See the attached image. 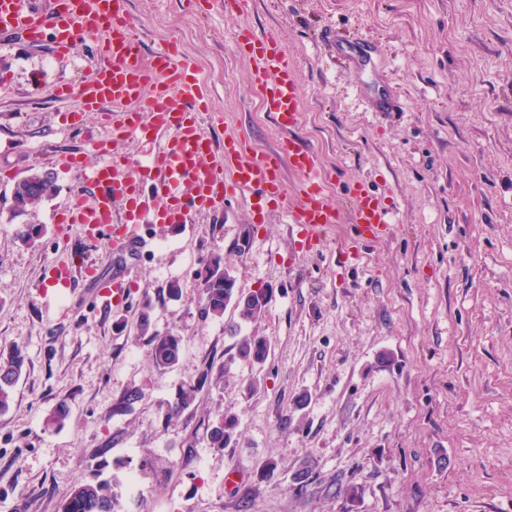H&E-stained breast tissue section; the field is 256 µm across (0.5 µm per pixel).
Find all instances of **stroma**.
Instances as JSON below:
<instances>
[{"instance_id": "obj_1", "label": "stroma", "mask_w": 512, "mask_h": 512, "mask_svg": "<svg viewBox=\"0 0 512 512\" xmlns=\"http://www.w3.org/2000/svg\"><path fill=\"white\" fill-rule=\"evenodd\" d=\"M129 2L144 52L173 40L197 65L216 149L228 133L261 151L295 136L318 154L329 202L363 180L386 190L392 225L359 250L335 225L303 256L284 209L269 205L258 223L240 200L189 224L143 225L150 245L119 305L97 306L80 277L49 285L45 270L67 248L78 265L115 269L106 242L81 244L58 221L77 182L66 161L108 118L88 112L71 129L77 100L49 89L90 76L98 39L74 62L46 45L0 47V359H24L0 416V512H60L98 474L120 512H512V0H248L241 15L222 0ZM244 24L289 54L302 90L294 133L253 91L234 44ZM344 31L381 48L354 77L323 40ZM388 85L403 111L373 110ZM34 168L56 191L14 214L13 187ZM21 224L43 232L25 243ZM216 260L243 292L272 291L260 323L203 315L197 275ZM172 280L181 299L167 297ZM144 315L151 334L183 336L177 368L154 367L137 333ZM255 331L271 341L259 371L233 357L237 336ZM209 363L210 392L168 418ZM255 375L259 392L244 396ZM135 387L144 399L121 407ZM60 405L63 425L46 427ZM227 413L241 435L211 447ZM306 465L310 480L295 483Z\"/></svg>"}]
</instances>
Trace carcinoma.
<instances>
[{
	"label": "carcinoma",
	"mask_w": 512,
	"mask_h": 512,
	"mask_svg": "<svg viewBox=\"0 0 512 512\" xmlns=\"http://www.w3.org/2000/svg\"><path fill=\"white\" fill-rule=\"evenodd\" d=\"M56 185L50 174L33 170L26 178L15 183L13 188V209L19 214L28 212L38 202L51 197ZM204 296L203 312L214 317L224 316L227 308H232L244 322L256 323L265 315L272 295L270 290L259 288L244 293L236 288V281L221 266L220 261L209 265L199 277ZM151 357L158 369L169 370L181 362L183 337L168 332L151 337ZM271 342L268 337L254 333L241 337L236 343L235 357L250 366L263 365L270 354ZM23 368V359L16 356L6 362H0V414L7 413L14 400V386ZM213 365L198 370L195 378L181 386L170 414L178 415L194 404L199 394L209 386ZM237 419L224 415L208 434L210 446L227 447L236 436ZM118 502L112 491V480L95 477L89 481H80L61 506V512H118Z\"/></svg>",
	"instance_id": "cac0c4a2"
}]
</instances>
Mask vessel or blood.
<instances>
[{
	"label": "vessel or blood",
	"instance_id": "vessel-or-blood-1",
	"mask_svg": "<svg viewBox=\"0 0 512 512\" xmlns=\"http://www.w3.org/2000/svg\"><path fill=\"white\" fill-rule=\"evenodd\" d=\"M89 36L98 37L102 47L91 77L77 85L54 84L51 93L61 100L76 98L79 111L111 113L103 139L91 142L90 149L101 153L110 144L114 151L90 169L79 155L71 156L84 188L74 193L60 223L77 225L85 238L106 241L116 252L142 249L148 241L138 235L140 225L188 224L194 214L217 211L241 197L258 216L269 203L285 206L291 232L306 252L319 249L343 222L353 227L358 248L386 234L392 222L386 195L357 180L346 192L349 207L330 205L317 155L295 141L282 151L263 152L228 134L221 161L213 162L201 120L209 100L195 63L183 58L173 41L144 55L127 0H52L47 10L32 0H0L1 46L16 40L32 47L46 43L56 57L72 58ZM236 42L252 65L253 84L267 111L282 128L295 130L301 92L280 40L245 27ZM376 51L371 42L346 41L337 50L339 65L353 73ZM127 141L155 146L140 174L128 172L119 150ZM285 164L299 177L291 192L280 176Z\"/></svg>",
	"mask_w": 512,
	"mask_h": 512
}]
</instances>
